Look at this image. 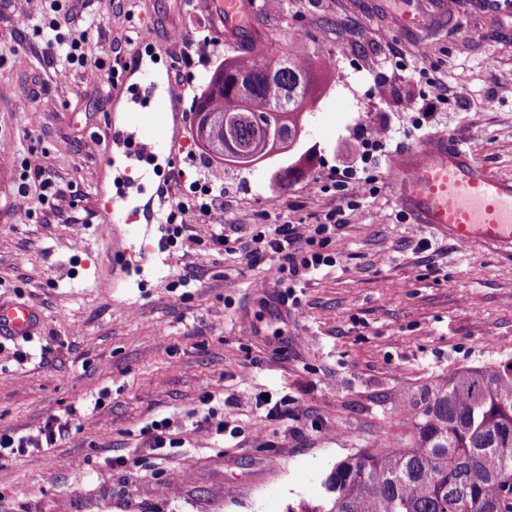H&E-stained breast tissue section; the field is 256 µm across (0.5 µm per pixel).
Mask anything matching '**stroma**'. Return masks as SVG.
Returning a JSON list of instances; mask_svg holds the SVG:
<instances>
[{"mask_svg":"<svg viewBox=\"0 0 512 512\" xmlns=\"http://www.w3.org/2000/svg\"><path fill=\"white\" fill-rule=\"evenodd\" d=\"M28 0H0V304L35 308L25 336L0 338V433L34 436L59 417L54 447L0 460V512H287L312 502L336 461L398 437L400 394L470 366L512 361V266L472 255L395 202L390 166L434 135L512 178V0H281L251 25L277 59L283 44L333 63L303 114L298 145L248 166L218 165L193 135L197 102L235 52L215 38L202 0H48L68 36L93 14L84 51L98 68L46 57L21 23ZM209 43L210 60L184 55ZM151 55L186 94L169 108L175 162L146 168L121 220L100 218L117 171L110 131L127 121L119 77ZM399 57L394 67L390 57ZM385 125L389 138L363 145ZM312 151L288 185L277 169ZM43 166L61 197L33 196ZM224 175V236L213 245L199 197ZM373 178V190L351 188ZM194 209L190 234L168 243L149 208ZM342 211L325 246L331 265L281 301L277 258L237 245L286 224ZM284 417H268L262 398ZM166 425L172 447L143 429Z\"/></svg>","mask_w":512,"mask_h":512,"instance_id":"obj_1","label":"stroma"}]
</instances>
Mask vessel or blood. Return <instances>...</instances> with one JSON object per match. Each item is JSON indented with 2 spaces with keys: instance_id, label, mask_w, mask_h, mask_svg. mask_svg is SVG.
Instances as JSON below:
<instances>
[{
  "instance_id": "obj_1",
  "label": "vessel or blood",
  "mask_w": 512,
  "mask_h": 512,
  "mask_svg": "<svg viewBox=\"0 0 512 512\" xmlns=\"http://www.w3.org/2000/svg\"><path fill=\"white\" fill-rule=\"evenodd\" d=\"M252 12V0H224L223 11L212 15L215 35L245 54L261 51L262 37L232 19ZM392 180L398 207L414 223L466 250L512 260V181L492 174L462 146L430 139L406 150L395 160ZM35 321L27 305L0 306V335L25 334Z\"/></svg>"
}]
</instances>
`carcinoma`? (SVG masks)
Segmentation results:
<instances>
[{
  "label": "carcinoma",
  "mask_w": 512,
  "mask_h": 512,
  "mask_svg": "<svg viewBox=\"0 0 512 512\" xmlns=\"http://www.w3.org/2000/svg\"><path fill=\"white\" fill-rule=\"evenodd\" d=\"M321 57L290 49L224 59L198 110L222 117L254 109L238 139L265 128L298 136V116L316 92ZM248 81L249 100L235 89ZM405 434L336 462L315 503L288 512H512V361L465 368L399 398Z\"/></svg>",
  "instance_id": "1"
}]
</instances>
